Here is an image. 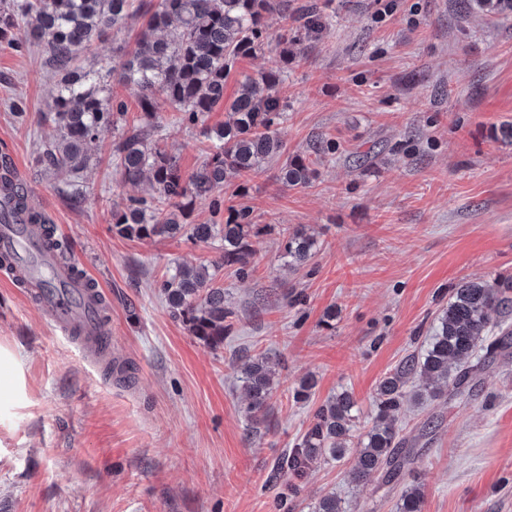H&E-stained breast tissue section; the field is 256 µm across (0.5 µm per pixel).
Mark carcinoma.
I'll return each mask as SVG.
<instances>
[{
  "label": "carcinoma",
  "instance_id": "obj_1",
  "mask_svg": "<svg viewBox=\"0 0 512 512\" xmlns=\"http://www.w3.org/2000/svg\"><path fill=\"white\" fill-rule=\"evenodd\" d=\"M279 7L280 0H12L9 9L0 7V42L40 49L57 77L50 115L58 135L39 153V163L46 170L72 174L70 195L77 199L83 194L79 178L88 166L90 146L103 129L118 131L112 166L129 183L148 177L151 191L112 213V230L137 239H218L224 250L217 265H236L244 272L252 256V212L242 206L224 207L223 189L230 179L248 175L261 161L283 152L278 126L284 107L276 93L280 73L242 75L227 104L224 86L241 58L270 49L263 20ZM301 20L278 36L280 56H288V47L329 26L314 7L304 10ZM173 25L175 35H163ZM109 34L120 38L112 61L95 70L81 67V55ZM114 76L139 90L141 125L124 128L125 102L104 95ZM221 105L230 118L222 126L202 128L208 142L206 159L189 174L159 140H148L162 112L168 113L171 124L195 126ZM314 165L300 157L285 165V184L308 186L317 177ZM2 187L15 189L18 206L31 223L42 225L49 248L66 256V245L43 225L42 215L29 206L24 189L7 171L0 174ZM198 199L209 201L216 214L227 210L224 223H187ZM315 252L316 241L304 230L283 232L281 259L288 268L307 264ZM213 280L205 265H182L157 288L190 334L217 348L224 344L231 312L224 308V289ZM511 316V279L460 284L437 316L424 349L380 381L372 427L352 441L356 404L348 392L338 393L318 408L297 450L280 459L277 471L303 475L321 459H343L354 446V482L375 474L390 481L408 464L411 452L400 436L395 412L407 404L435 400L446 387L458 390L469 383L481 366L479 349L489 333L496 331L499 337L487 345L486 354L508 347ZM241 373L248 398L246 418L256 432L273 396V374L263 355L249 359ZM422 504L423 494L413 484L402 491L396 512H422Z\"/></svg>",
  "mask_w": 512,
  "mask_h": 512
}]
</instances>
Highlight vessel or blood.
<instances>
[{
    "mask_svg": "<svg viewBox=\"0 0 512 512\" xmlns=\"http://www.w3.org/2000/svg\"><path fill=\"white\" fill-rule=\"evenodd\" d=\"M1 253L11 261L9 282L35 301L56 331L76 337L90 364L99 365L110 347L99 284L75 266L57 263L41 227L29 223L6 193L0 195Z\"/></svg>",
    "mask_w": 512,
    "mask_h": 512,
    "instance_id": "vessel-or-blood-1",
    "label": "vessel or blood"
}]
</instances>
